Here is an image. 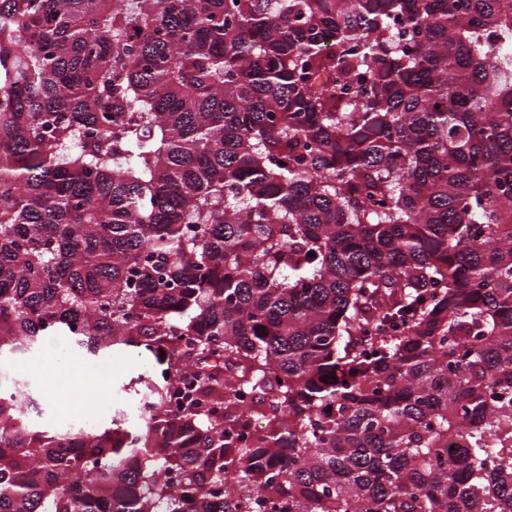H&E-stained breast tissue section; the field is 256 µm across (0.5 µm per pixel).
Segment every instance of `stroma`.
I'll list each match as a JSON object with an SVG mask.
<instances>
[{"instance_id": "obj_1", "label": "stroma", "mask_w": 512, "mask_h": 512, "mask_svg": "<svg viewBox=\"0 0 512 512\" xmlns=\"http://www.w3.org/2000/svg\"><path fill=\"white\" fill-rule=\"evenodd\" d=\"M151 363L152 357L145 351L131 350L101 360L81 354L65 342L59 354L40 350L21 358L19 364L8 365L7 373L32 387L42 422L77 429L86 421L98 426L110 424L116 411L129 410L135 399L123 386L147 371ZM85 372L102 383V391L76 392L77 378Z\"/></svg>"}]
</instances>
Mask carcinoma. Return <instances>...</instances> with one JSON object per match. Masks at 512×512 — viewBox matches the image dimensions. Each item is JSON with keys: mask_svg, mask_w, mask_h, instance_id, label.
I'll list each match as a JSON object with an SVG mask.
<instances>
[{"mask_svg": "<svg viewBox=\"0 0 512 512\" xmlns=\"http://www.w3.org/2000/svg\"><path fill=\"white\" fill-rule=\"evenodd\" d=\"M55 337L154 409L0 376V512H512V0H0V364ZM54 341L61 345L60 355L67 361L66 367H58L57 355L48 352L47 341L35 356L15 359L7 366L8 375L27 382L33 389L42 410L39 420L60 429H79L94 422L95 426L108 425L117 410H127L135 399L122 387L131 379L151 367L153 359L148 352L131 350L100 360L74 350L63 338ZM20 363V367L16 364ZM89 372L104 386L101 392H76L77 377Z\"/></svg>", "mask_w": 512, "mask_h": 512, "instance_id": "obj_1", "label": "carcinoma"}]
</instances>
